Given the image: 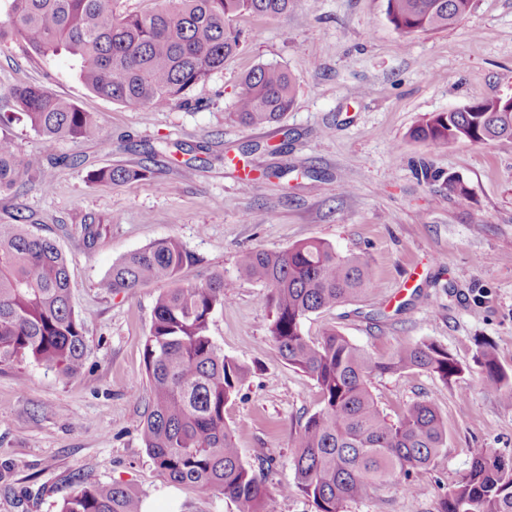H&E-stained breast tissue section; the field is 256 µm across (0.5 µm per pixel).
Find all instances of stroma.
Listing matches in <instances>:
<instances>
[{"label": "stroma", "instance_id": "1", "mask_svg": "<svg viewBox=\"0 0 512 512\" xmlns=\"http://www.w3.org/2000/svg\"><path fill=\"white\" fill-rule=\"evenodd\" d=\"M386 6L294 0L276 17H235L239 47L223 69L194 87L188 104L160 109L97 96L67 54L44 59L19 42L0 44V105L15 85L37 83L94 113L112 141L105 151L0 123V137L20 155L42 157L51 184L20 197L0 192V223L23 204L35 232L68 255L72 305L87 341L83 370L72 377L30 358L0 365V512H58L77 479L131 486L144 512H238L230 498L163 479L140 439L142 340L160 284L132 294L98 286L114 262L168 236L193 257L181 283L224 275L229 300L210 334L252 370L224 417L242 460L273 492L267 512H316L293 488V438L321 397L315 381L275 350L270 312L259 302L264 288L238 270L246 250L282 252L320 239L359 256L374 271L371 290L310 316L309 336L332 325L383 360L400 345L432 341L464 368L448 384L419 371L373 376L384 415L395 420L409 404L431 401L448 439L412 473L413 492L372 489L346 512H436L467 473L473 449L512 457V405L484 390L476 362L486 343L512 373V140L440 147L409 137L423 115L512 95V0H471L459 23L436 33L401 32ZM269 63L291 74L293 108L269 127L232 122L244 75ZM162 139L179 151L147 153ZM247 145L256 148L251 166H279L284 176L241 188L244 171L229 161ZM110 164H142L152 175L120 185L89 180V171ZM452 175L464 181L467 202L449 200ZM249 213L256 223H245ZM90 215L105 231L88 250L80 225ZM286 484L291 492L280 494Z\"/></svg>", "mask_w": 512, "mask_h": 512}]
</instances>
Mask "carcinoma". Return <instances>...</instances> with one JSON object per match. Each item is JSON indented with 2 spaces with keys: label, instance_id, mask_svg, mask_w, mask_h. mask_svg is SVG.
I'll return each instance as SVG.
<instances>
[{
  "label": "carcinoma",
  "instance_id": "1",
  "mask_svg": "<svg viewBox=\"0 0 512 512\" xmlns=\"http://www.w3.org/2000/svg\"><path fill=\"white\" fill-rule=\"evenodd\" d=\"M157 6L128 14L120 0H0L5 39L26 44L48 58L67 53L79 79L96 95L126 107L159 108L186 99L190 90L224 68L239 45L229 21L241 13L278 16L292 0H156ZM471 0H387V14L405 33L437 32L459 21ZM16 112L47 139L107 142L96 118L75 103L39 85L11 90ZM295 102L290 74L261 64L246 74L234 118L247 126L279 122ZM495 101L431 113L410 131L415 141L451 146L461 140L486 143L512 139V112ZM43 159L22 157L12 141L0 138V190L27 188L23 177L43 170ZM146 166H107L92 171L94 183L145 180ZM448 197L463 203L468 190L448 177ZM33 216L21 205L10 224H0V365L31 358L62 376L81 372L87 343L71 304L68 256L57 242L32 230ZM83 241L94 246L102 222L81 225ZM192 255L176 237L161 238L112 264L100 281L106 293H132L168 282L156 297L151 324L142 340L148 400L140 436L159 475L202 496L222 494L239 512H264L269 491L248 468L224 407L251 374L224 355L210 336L213 313L224 307V274L200 285L180 284ZM240 272L263 285L262 305L271 312L269 336L282 359L310 376L322 407L300 425L294 439L295 486L317 512H345L346 505L372 488L407 481L429 466L447 442V428L427 400L409 405L395 421L379 410L370 389L373 376L424 371L446 382L463 366L433 342L406 344L386 360L375 358L336 329L317 338L305 321L369 290L373 274L357 256H340L313 239L285 252L249 250L240 254ZM487 392L512 403V376L491 348L480 351ZM59 512H143L138 492L118 483L80 481ZM437 512H512V458L476 448L467 474Z\"/></svg>",
  "mask_w": 512,
  "mask_h": 512
}]
</instances>
